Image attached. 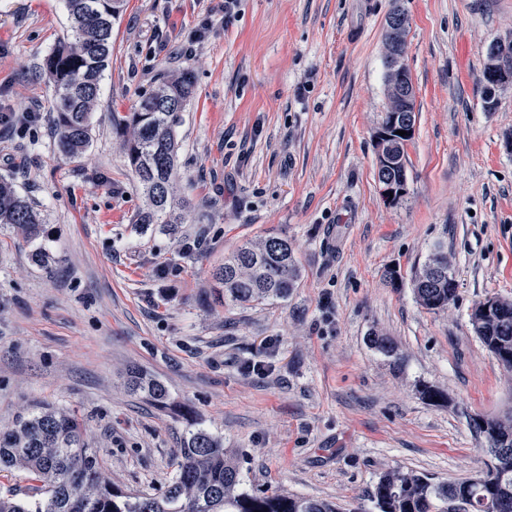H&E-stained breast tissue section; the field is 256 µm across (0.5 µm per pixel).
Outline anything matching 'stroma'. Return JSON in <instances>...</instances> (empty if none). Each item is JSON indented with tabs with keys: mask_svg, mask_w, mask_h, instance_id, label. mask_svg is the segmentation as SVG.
Returning <instances> with one entry per match:
<instances>
[{
	"mask_svg": "<svg viewBox=\"0 0 512 512\" xmlns=\"http://www.w3.org/2000/svg\"><path fill=\"white\" fill-rule=\"evenodd\" d=\"M220 0H126L78 159L49 127L44 58L66 32L63 0H0V106L36 113L0 128V176L40 206L41 245L0 229V428L42 403L87 426L113 485L156 494L174 473L182 407L220 436L245 489L369 512L399 468L474 476L485 458L471 415L512 409V372L476 336L474 306L512 300V88L487 109L477 75L512 41V0H238L228 25L186 35ZM409 18L416 88L407 191L385 201L374 134L387 109L385 18ZM190 70L179 127L176 233L140 232L146 199L112 115L161 72ZM288 238L301 277L287 299L225 300L214 269L249 240ZM441 252L448 309L416 300L412 277ZM395 269L396 283L386 281ZM391 339L399 359L370 347ZM159 380V406L131 392ZM446 394L423 398L421 385ZM127 384L132 392L145 394L148 400L157 405L165 404L168 400L165 386L160 381L149 378L138 370H132L129 373Z\"/></svg>",
	"mask_w": 512,
	"mask_h": 512,
	"instance_id": "obj_1",
	"label": "stroma"
}]
</instances>
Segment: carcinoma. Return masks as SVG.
Here are the masks:
<instances>
[{"instance_id":"obj_1","label":"carcinoma","mask_w":512,"mask_h":512,"mask_svg":"<svg viewBox=\"0 0 512 512\" xmlns=\"http://www.w3.org/2000/svg\"><path fill=\"white\" fill-rule=\"evenodd\" d=\"M124 0H65L69 26L66 37L47 56L43 73L52 85L55 106L50 119L57 146L70 158L80 157L91 142L92 112L112 57V29ZM194 89L192 73L164 76L131 112L112 113V128L124 139L128 164L146 199L139 224L173 227L186 220L176 200V127ZM409 140L396 134L376 142V151L397 159L388 175L406 177ZM7 225L34 243L45 236L44 216L14 183L0 177V226ZM300 269L288 240L270 237L246 242L214 272L224 297L236 303L284 299L295 287ZM413 292L430 311L455 300L457 286L448 278V260L434 254L415 272ZM488 315L471 313L475 333L501 364L512 371V301L489 297ZM371 348L399 359L389 339L372 332ZM128 387L157 405L168 392L158 380L138 370L128 375ZM473 432L488 455L485 468L462 481H434L394 469L383 474L370 491L376 512H512V411L501 417L474 415ZM21 470L41 482L43 497L24 502L0 496V512H337L332 504L277 492L240 488L238 467L227 457L224 442L193 422L177 456V468L158 495H126L112 486L96 451L86 442L83 423L54 405L20 415L0 430V472Z\"/></svg>"}]
</instances>
